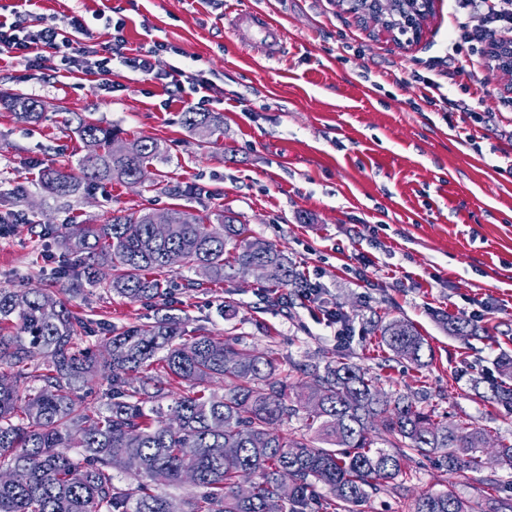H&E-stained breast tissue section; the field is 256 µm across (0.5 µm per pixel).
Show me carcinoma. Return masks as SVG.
<instances>
[{
	"label": "carcinoma",
	"mask_w": 512,
	"mask_h": 512,
	"mask_svg": "<svg viewBox=\"0 0 512 512\" xmlns=\"http://www.w3.org/2000/svg\"><path fill=\"white\" fill-rule=\"evenodd\" d=\"M409 5L388 0L383 12L399 24ZM19 120L43 118L32 97L0 96ZM184 124L224 133L213 112H186ZM82 142L98 151L76 166L48 167L37 185L57 196L102 182L131 183L163 158L150 137L123 140L110 127L79 119ZM150 210L114 215L105 224L73 222L60 231L41 224L39 237L57 239L79 263L107 265V288L132 301H156L162 314L145 324L107 326L100 342L79 347L88 321L49 288L0 289V471L26 472L0 483V512H361L370 493L395 480L413 454L440 455L448 474L482 468L488 444L480 427L436 422L414 397L389 396L369 369L339 356L312 372L305 406L293 404L291 384L276 357L241 346V339L187 335L170 313L171 281L163 277L171 252L209 282H224L254 264L269 302L276 289L306 284L277 247L245 238L248 225L229 210L220 227L187 208L169 210V233L154 236ZM233 249H228V245ZM389 351L425 364L426 340L413 323L392 319L380 327ZM101 368L110 401L88 400V375ZM224 383L158 405L166 387ZM305 415H300V409ZM302 417L310 437L290 438L280 426ZM255 476L244 495L239 480ZM189 485L182 496L170 487ZM415 512H473L453 491L424 493Z\"/></svg>",
	"instance_id": "1"
}]
</instances>
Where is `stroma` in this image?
<instances>
[{
	"label": "stroma",
	"mask_w": 512,
	"mask_h": 512,
	"mask_svg": "<svg viewBox=\"0 0 512 512\" xmlns=\"http://www.w3.org/2000/svg\"><path fill=\"white\" fill-rule=\"evenodd\" d=\"M250 8L281 26L288 49L277 60L241 50L228 11ZM34 17L68 28L88 25L83 46L104 49L122 33L136 51L163 41L154 76L112 59L111 89L97 75L55 63L0 55V93L40 100V124L18 121L0 107V215L19 222L0 233V289L53 286L68 307L92 323L153 321L156 306L103 288L67 290L50 273L63 251L43 247L39 223L102 224L142 208L162 213L186 206L214 214L228 208L255 239L281 249L320 288L321 305L302 302L294 287L269 305L246 273L189 290L187 270H173L174 297L187 333L238 336L244 346L273 352L306 371L337 355L378 375L383 390L414 394L435 419L484 428L491 447L480 471L448 475L434 460H404L398 484L374 492L363 512H413L425 492L453 490L473 507L512 497V469L492 450L512 441V411L491 397L502 378L497 361L512 357V79L478 61L490 77L480 92L468 74L452 76L448 28L453 0H436L422 40L400 48L344 14L336 0H31ZM203 71L215 84L207 111L224 134L213 140L183 122L197 96L168 90L174 69ZM448 85L464 112L421 103V78ZM87 117L121 137L158 139L167 158L150 179L112 183L56 198L40 190L38 172L71 165L84 148L71 119ZM233 301L237 314L225 319ZM341 311L353 333L338 338L321 307ZM480 311L474 336L443 328V315ZM401 318L425 336L431 354L417 367L393 357L375 322Z\"/></svg>",
	"instance_id": "obj_1"
}]
</instances>
